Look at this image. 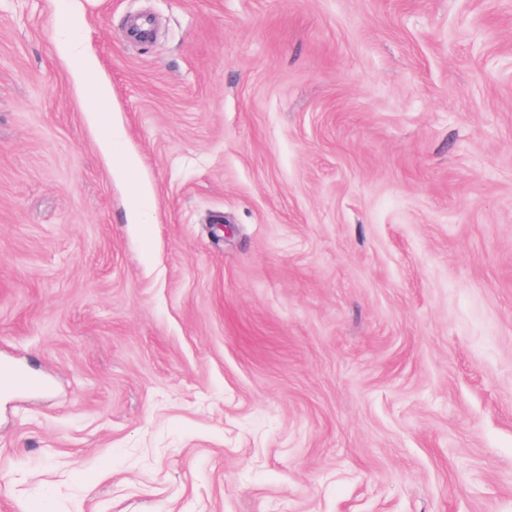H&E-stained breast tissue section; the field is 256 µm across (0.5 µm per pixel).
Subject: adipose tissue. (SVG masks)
<instances>
[{
	"label": "adipose tissue",
	"instance_id": "1",
	"mask_svg": "<svg viewBox=\"0 0 512 512\" xmlns=\"http://www.w3.org/2000/svg\"><path fill=\"white\" fill-rule=\"evenodd\" d=\"M59 52L65 57L78 56L80 66L73 74L75 83L89 98V112L92 122L100 125L103 130V136L100 141L103 153L111 154L112 125L102 119L103 114L110 109L112 98L110 85L99 76L95 59L87 53L77 52L73 43L68 41L62 42L59 46Z\"/></svg>",
	"mask_w": 512,
	"mask_h": 512
}]
</instances>
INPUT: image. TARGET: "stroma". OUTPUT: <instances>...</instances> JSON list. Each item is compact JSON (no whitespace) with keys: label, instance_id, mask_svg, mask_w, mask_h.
I'll return each instance as SVG.
<instances>
[{"label":"stroma","instance_id":"1","mask_svg":"<svg viewBox=\"0 0 512 512\" xmlns=\"http://www.w3.org/2000/svg\"><path fill=\"white\" fill-rule=\"evenodd\" d=\"M0 363V512H512V0H0ZM77 58L80 60V67L73 77L78 88L88 95L90 119L104 131L100 147L108 157L112 154V119L102 123V114L110 112L111 87L98 75L96 61L91 55L82 51Z\"/></svg>","mask_w":512,"mask_h":512}]
</instances>
